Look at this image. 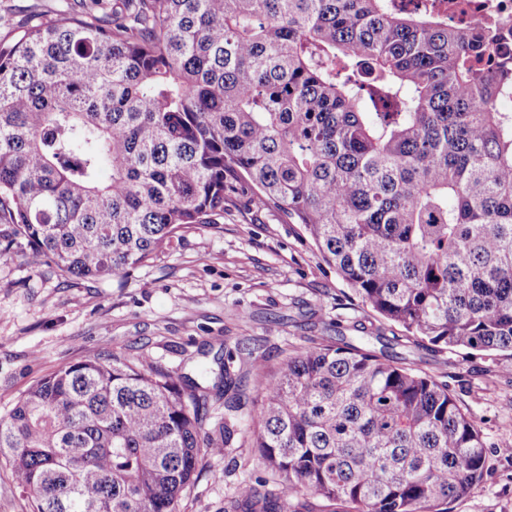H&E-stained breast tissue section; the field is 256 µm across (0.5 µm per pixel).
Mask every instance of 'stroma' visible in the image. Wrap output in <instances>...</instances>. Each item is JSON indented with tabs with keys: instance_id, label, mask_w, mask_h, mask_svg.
I'll return each instance as SVG.
<instances>
[{
	"instance_id": "obj_1",
	"label": "stroma",
	"mask_w": 512,
	"mask_h": 512,
	"mask_svg": "<svg viewBox=\"0 0 512 512\" xmlns=\"http://www.w3.org/2000/svg\"><path fill=\"white\" fill-rule=\"evenodd\" d=\"M364 344L407 359L447 383L476 421L485 444L482 483L452 512H512V374L492 356L419 347L382 320L323 261L299 225L259 204L250 187L224 203V221L181 229L159 256L120 277L66 279L0 256V414L40 378L108 348L149 355L168 370L219 368L237 343L257 348L245 408L256 411L263 373L297 348L323 339ZM262 468L252 450L230 446L213 458L182 512H224L239 484Z\"/></svg>"
}]
</instances>
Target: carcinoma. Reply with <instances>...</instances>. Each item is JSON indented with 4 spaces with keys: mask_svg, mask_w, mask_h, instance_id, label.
Instances as JSON below:
<instances>
[{
    "mask_svg": "<svg viewBox=\"0 0 512 512\" xmlns=\"http://www.w3.org/2000/svg\"><path fill=\"white\" fill-rule=\"evenodd\" d=\"M82 2L0 39L1 256L118 276L248 185L364 306L512 370V21L451 27L394 0H112L105 19ZM241 387L224 366L219 441L194 380L100 353L0 416V459L31 512H181L241 431ZM250 419L277 492L258 477L225 512H449L485 475L448 385L351 343L295 350Z\"/></svg>",
    "mask_w": 512,
    "mask_h": 512,
    "instance_id": "cac0c4a2",
    "label": "carcinoma"
}]
</instances>
